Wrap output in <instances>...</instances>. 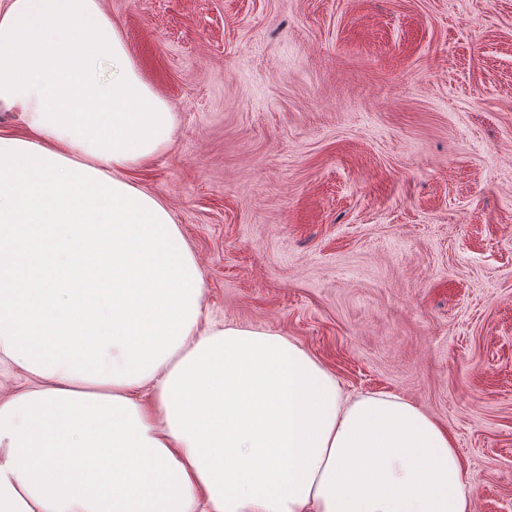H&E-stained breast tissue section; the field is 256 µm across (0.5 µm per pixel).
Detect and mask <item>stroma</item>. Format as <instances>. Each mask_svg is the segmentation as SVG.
<instances>
[{"instance_id": "stroma-1", "label": "stroma", "mask_w": 512, "mask_h": 512, "mask_svg": "<svg viewBox=\"0 0 512 512\" xmlns=\"http://www.w3.org/2000/svg\"><path fill=\"white\" fill-rule=\"evenodd\" d=\"M178 128L131 175L218 321L453 438L512 512V0H100Z\"/></svg>"}]
</instances>
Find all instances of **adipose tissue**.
<instances>
[{
	"mask_svg": "<svg viewBox=\"0 0 512 512\" xmlns=\"http://www.w3.org/2000/svg\"><path fill=\"white\" fill-rule=\"evenodd\" d=\"M0 512H468L451 437L279 333L208 321L128 179L178 117L99 0H0ZM151 391L144 405L141 391Z\"/></svg>",
	"mask_w": 512,
	"mask_h": 512,
	"instance_id": "ef3b65f1",
	"label": "adipose tissue"
}]
</instances>
